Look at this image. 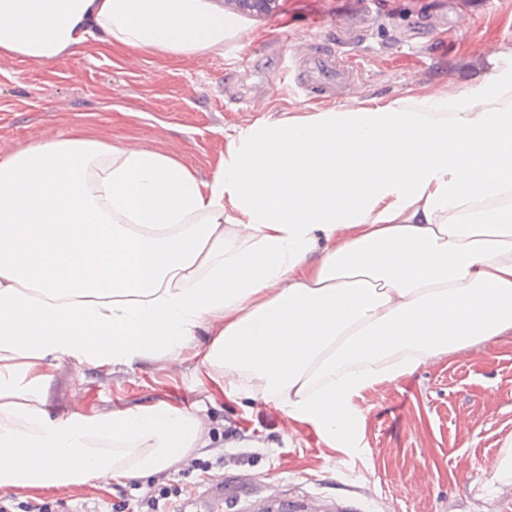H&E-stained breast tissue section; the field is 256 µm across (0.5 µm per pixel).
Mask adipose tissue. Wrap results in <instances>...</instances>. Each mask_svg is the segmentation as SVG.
<instances>
[{
    "mask_svg": "<svg viewBox=\"0 0 512 512\" xmlns=\"http://www.w3.org/2000/svg\"><path fill=\"white\" fill-rule=\"evenodd\" d=\"M223 0H0V58L223 49ZM200 364L329 442L350 400L512 331V65L426 93L224 132L211 179L59 135L0 157V489L122 484L210 444L204 407L53 417L56 362Z\"/></svg>",
    "mask_w": 512,
    "mask_h": 512,
    "instance_id": "obj_1",
    "label": "adipose tissue"
}]
</instances>
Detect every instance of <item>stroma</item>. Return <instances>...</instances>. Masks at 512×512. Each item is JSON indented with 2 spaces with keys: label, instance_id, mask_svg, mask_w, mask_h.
<instances>
[{
  "label": "stroma",
  "instance_id": "obj_1",
  "mask_svg": "<svg viewBox=\"0 0 512 512\" xmlns=\"http://www.w3.org/2000/svg\"><path fill=\"white\" fill-rule=\"evenodd\" d=\"M223 53L168 59L120 45H89L51 62L0 58V156L73 132L167 154L200 177L224 154V131L256 119L370 105L429 91L455 94L512 62V0H279L267 15H238ZM319 49L359 73L342 85L303 90L299 51ZM53 415H92L206 401L212 442L165 471L184 493L171 512H192L210 475L246 512L275 501L335 504L340 512H512V483H495L512 457V332L439 356L413 373L377 381L351 399V443L327 444L272 400L235 397L224 374L190 373L158 360L79 375L51 371ZM130 485L0 490L13 504L49 512H111Z\"/></svg>",
  "mask_w": 512,
  "mask_h": 512
}]
</instances>
